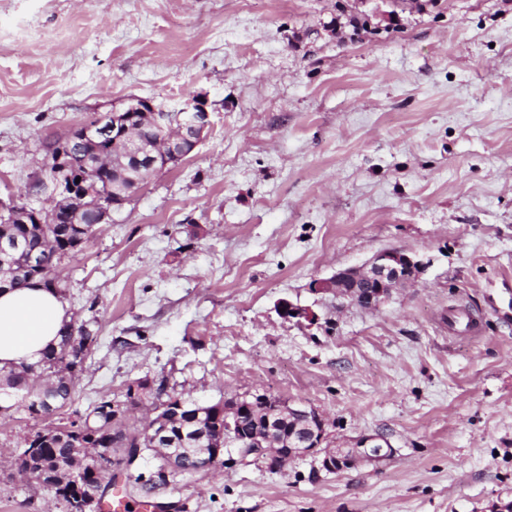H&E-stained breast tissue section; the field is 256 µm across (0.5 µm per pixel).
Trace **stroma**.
Returning a JSON list of instances; mask_svg holds the SVG:
<instances>
[{
	"instance_id": "1",
	"label": "stroma",
	"mask_w": 512,
	"mask_h": 512,
	"mask_svg": "<svg viewBox=\"0 0 512 512\" xmlns=\"http://www.w3.org/2000/svg\"><path fill=\"white\" fill-rule=\"evenodd\" d=\"M192 94L204 141L59 267L99 340L56 422L149 379L203 405L267 393L319 410L327 447L395 449L128 488L169 512L512 501V0H0V197L43 206L46 144L94 114ZM386 249L427 268L379 308L315 292ZM458 307L477 333H449ZM44 426L0 416V451ZM0 512L69 509L0 460Z\"/></svg>"
}]
</instances>
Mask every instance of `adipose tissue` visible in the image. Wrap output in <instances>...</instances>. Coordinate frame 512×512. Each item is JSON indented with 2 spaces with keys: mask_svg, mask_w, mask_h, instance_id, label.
<instances>
[{
  "mask_svg": "<svg viewBox=\"0 0 512 512\" xmlns=\"http://www.w3.org/2000/svg\"><path fill=\"white\" fill-rule=\"evenodd\" d=\"M67 320L61 296L42 285L0 291V372L43 358Z\"/></svg>",
  "mask_w": 512,
  "mask_h": 512,
  "instance_id": "obj_1",
  "label": "adipose tissue"
}]
</instances>
